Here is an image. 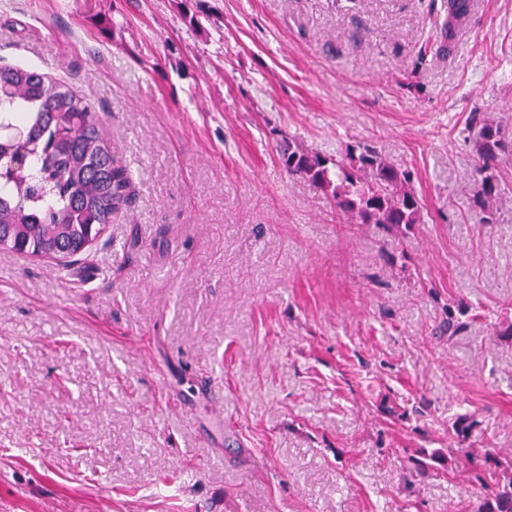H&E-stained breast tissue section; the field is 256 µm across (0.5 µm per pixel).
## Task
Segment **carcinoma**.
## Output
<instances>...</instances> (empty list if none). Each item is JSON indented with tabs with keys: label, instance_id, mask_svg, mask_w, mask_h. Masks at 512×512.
<instances>
[{
	"label": "carcinoma",
	"instance_id": "1",
	"mask_svg": "<svg viewBox=\"0 0 512 512\" xmlns=\"http://www.w3.org/2000/svg\"><path fill=\"white\" fill-rule=\"evenodd\" d=\"M468 2L448 0V34L469 18ZM468 138L478 158L474 203L485 221L506 188L500 168L512 158V139L488 118L471 125ZM280 162L328 198L348 224H379L404 235L424 221L410 171L374 148L352 145L332 158L290 140L280 150ZM134 179L112 152L89 99L60 78L0 65V250L67 267L85 260L130 202ZM469 313L463 303L449 300L440 333L455 334ZM476 427L471 414L452 422L463 457L487 464L475 475L486 492L469 501L468 512H512V454L480 445ZM434 460V452H417L415 474H426Z\"/></svg>",
	"mask_w": 512,
	"mask_h": 512
}]
</instances>
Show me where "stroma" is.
Listing matches in <instances>:
<instances>
[{"label": "stroma", "instance_id": "stroma-1", "mask_svg": "<svg viewBox=\"0 0 512 512\" xmlns=\"http://www.w3.org/2000/svg\"><path fill=\"white\" fill-rule=\"evenodd\" d=\"M0 0V64L68 79L135 173L66 271L0 251V512H466L451 444L512 452V0ZM360 143L422 224H347L279 161ZM477 320L436 337L448 299ZM455 458L414 476L415 449ZM468 138L478 158L476 178L473 182L474 203L480 209V218L486 221L506 183L500 178L504 157L512 159V139H508L501 123L483 119L468 128Z\"/></svg>", "mask_w": 512, "mask_h": 512}]
</instances>
